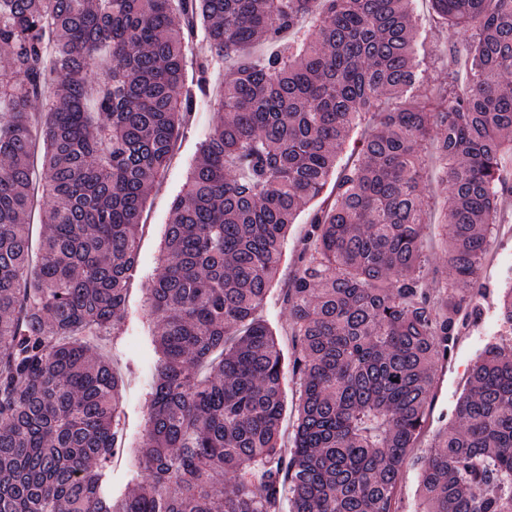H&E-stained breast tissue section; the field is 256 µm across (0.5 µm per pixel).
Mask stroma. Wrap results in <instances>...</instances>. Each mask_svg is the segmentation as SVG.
<instances>
[{
  "label": "stroma",
  "instance_id": "1",
  "mask_svg": "<svg viewBox=\"0 0 512 512\" xmlns=\"http://www.w3.org/2000/svg\"><path fill=\"white\" fill-rule=\"evenodd\" d=\"M413 17L419 33L418 56L425 71L428 88L437 90L448 81V69L441 63L448 54L451 39L444 25L435 15L430 0H413ZM224 72L214 70L210 77L207 94L192 111L183 137L178 141L169 167L152 189L145 205L143 221L139 230L140 272L131 284L128 302V331L112 344V359L120 370L136 367L130 376L125 392L127 435L123 457L114 461L110 472L113 491L124 490L129 472L138 464V444L145 431L148 419V403L145 399L151 378L152 358L145 344L150 319L145 301V290L161 265V243L168 222L171 203L185 184L187 173L194 162L204 136L219 118L220 99L223 91ZM441 168L428 164L424 180L428 191V217L426 228V251L431 271L430 284L433 290H441L449 281L448 256L440 224L446 208V199L439 191ZM306 216H299L288 234V258L283 262L277 291L273 293L264 314L276 331L285 356L296 350L288 313L281 305L280 290L287 286L294 273L293 253L299 246ZM512 270V201L504 204L499 218L497 240L486 258L482 278L485 319L479 327L470 329L461 338L454 357L434 370V397L423 432L403 468L402 481L397 494L399 512H418V493L421 466L427 459L437 435L453 422L452 408L468 384V371L478 350L492 337H503L512 346V335H502L495 319L499 302V284L507 271Z\"/></svg>",
  "mask_w": 512,
  "mask_h": 512
}]
</instances>
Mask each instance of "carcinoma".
<instances>
[{
    "mask_svg": "<svg viewBox=\"0 0 512 512\" xmlns=\"http://www.w3.org/2000/svg\"><path fill=\"white\" fill-rule=\"evenodd\" d=\"M412 2L0 0V512H282L287 491L289 512H397L433 369L484 318L473 289L512 196V0H430L462 46L437 97L421 90ZM196 22L209 54L189 88ZM258 45L270 51L254 63ZM228 60L146 289L159 359L139 467L115 498L125 381L93 337L124 327L149 190ZM50 79L30 282L31 105ZM429 142L446 166L440 308L423 253ZM310 206L287 361L259 311ZM497 320L512 335L508 279ZM453 416L423 465V512H512V347L486 344ZM288 386L286 387V413L282 422V448H291L292 438L294 436V428L296 423L295 406L298 403V387L299 381L297 377L291 373L287 374Z\"/></svg>",
    "mask_w": 512,
    "mask_h": 512,
    "instance_id": "1",
    "label": "carcinoma"
}]
</instances>
